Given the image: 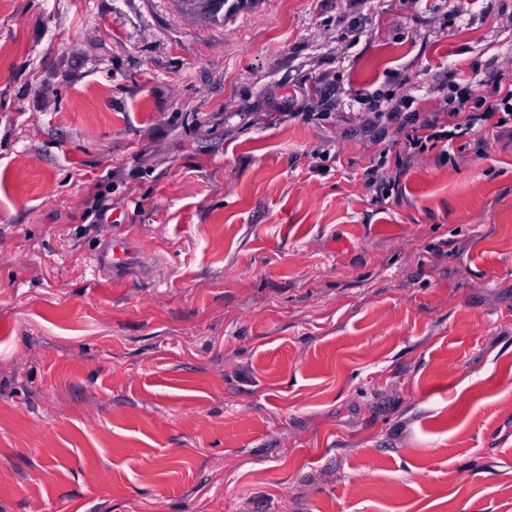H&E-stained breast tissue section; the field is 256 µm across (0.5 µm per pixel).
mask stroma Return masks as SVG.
Segmentation results:
<instances>
[{"label":"stroma","instance_id":"35a3bbf8","mask_svg":"<svg viewBox=\"0 0 512 512\" xmlns=\"http://www.w3.org/2000/svg\"><path fill=\"white\" fill-rule=\"evenodd\" d=\"M486 70L512 0H0V512H512V135L409 148ZM179 10L186 16L208 23H221L224 20V5L228 0H175ZM222 1V3H216Z\"/></svg>","mask_w":512,"mask_h":512}]
</instances>
